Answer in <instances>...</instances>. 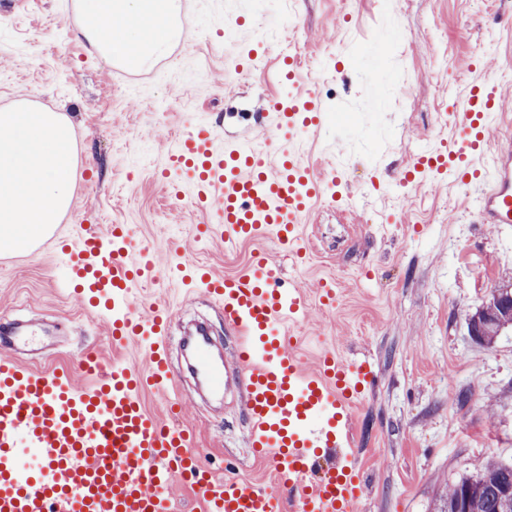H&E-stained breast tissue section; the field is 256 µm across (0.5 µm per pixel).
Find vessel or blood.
I'll return each mask as SVG.
<instances>
[{"mask_svg":"<svg viewBox=\"0 0 512 512\" xmlns=\"http://www.w3.org/2000/svg\"><path fill=\"white\" fill-rule=\"evenodd\" d=\"M496 83L480 79L459 102L461 119L449 142L452 162L439 166L449 178L469 168L480 187L481 223L512 228V149H488V135L500 110ZM326 121L317 98L299 93L273 98L262 127L264 148L225 140L206 129L177 136L167 166L187 172L181 195L207 207L224 235L225 247L276 233L300 254L297 226L325 181L298 148L304 132ZM69 253L71 278L92 312L112 314L111 334L123 343L146 334L148 372L131 366L104 370L97 356L84 357V374L98 386H74L70 370L37 371L14 356L0 358V512H169L173 480L191 487L206 512H282L273 492L213 478L199 463L188 432L163 425L140 404L144 386L169 382L165 337L172 318L162 304L132 312L131 290L146 281L176 279L187 287L204 284L240 338L234 356L214 363L208 341L196 347L198 370L214 393L245 381L244 406L252 424L251 442L273 463L280 483L295 494L294 512H347L365 484L357 459L337 458L327 476L314 478L319 459L353 447L354 396L374 389L377 377L366 362L330 355L320 370L301 374L278 329L298 319L300 289L278 286L275 264L262 259L234 277L212 275L183 252L159 263L153 253L132 259L122 225L109 228L83 220ZM32 324L0 325V345L28 343ZM26 436L40 454L27 466L16 449Z\"/></svg>","mask_w":512,"mask_h":512,"instance_id":"b4317fda","label":"vessel or blood"}]
</instances>
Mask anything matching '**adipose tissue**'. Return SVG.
<instances>
[{"mask_svg":"<svg viewBox=\"0 0 512 512\" xmlns=\"http://www.w3.org/2000/svg\"><path fill=\"white\" fill-rule=\"evenodd\" d=\"M187 0H78L91 49L130 71L149 69L181 41ZM73 128L58 112L28 102L0 107V255L28 251L72 202Z\"/></svg>","mask_w":512,"mask_h":512,"instance_id":"ef3b65f1","label":"adipose tissue"}]
</instances>
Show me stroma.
Wrapping results in <instances>:
<instances>
[{
    "label": "stroma",
    "mask_w": 512,
    "mask_h": 512,
    "mask_svg": "<svg viewBox=\"0 0 512 512\" xmlns=\"http://www.w3.org/2000/svg\"><path fill=\"white\" fill-rule=\"evenodd\" d=\"M196 37L150 72L131 74L91 52L75 34L74 0H0V106L26 100L65 114L79 153L72 203L53 235L27 254L0 256V321L27 320L45 341L18 352L22 365L73 369L96 353L104 364L147 368L146 347L114 344L106 318L89 314L68 286L66 248L81 217L121 224L133 252L158 258L187 250L219 276L268 256L283 285L301 289L303 318L290 324L304 371L323 352L368 360L379 384L353 410L354 449L367 485L358 512H433L449 483L492 458H512V329L476 342L466 319L512 281V231L476 220L474 197L451 183L414 185L400 205L401 169L452 133L460 94L484 76L503 90L512 120V0H188ZM258 66L236 71L248 43ZM297 56L301 91L328 119L302 154L319 171L337 167L339 198L314 202L299 225L302 263L272 237L225 249L210 212L172 200L162 177L177 134L200 127L243 139L252 115L288 94L265 65ZM412 89L394 106L400 84ZM334 290L322 301L321 283ZM174 312L171 336L195 314L210 317L232 354L237 342L203 289L145 283L131 299ZM171 386L146 389L143 408L193 435L216 479L276 487L273 464L251 448L239 396L206 407L171 362ZM176 412H169L171 401Z\"/></svg>",
    "instance_id": "obj_1"
}]
</instances>
